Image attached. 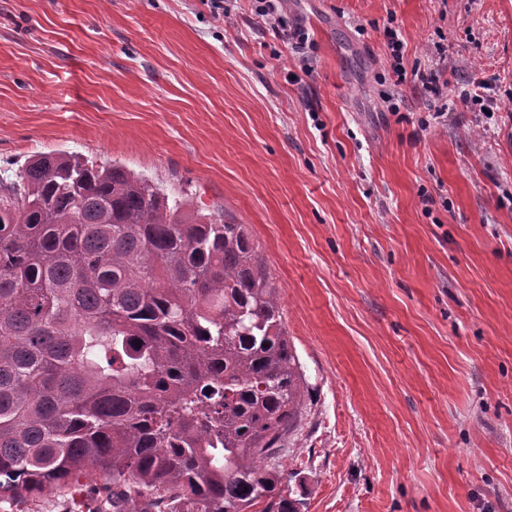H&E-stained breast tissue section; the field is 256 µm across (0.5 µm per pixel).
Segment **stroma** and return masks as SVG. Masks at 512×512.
Here are the masks:
<instances>
[{"instance_id": "35a3bbf8", "label": "stroma", "mask_w": 512, "mask_h": 512, "mask_svg": "<svg viewBox=\"0 0 512 512\" xmlns=\"http://www.w3.org/2000/svg\"><path fill=\"white\" fill-rule=\"evenodd\" d=\"M233 3L0 0V178L76 152L249 225L309 386L299 512H512V0H288L300 52ZM384 34L387 39L388 48L391 50V57L393 59V70L397 75V84H401L406 80V69L403 64V48L404 44L398 37V32L391 26L384 29Z\"/></svg>"}]
</instances>
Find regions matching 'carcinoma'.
I'll list each match as a JSON object with an SVG mask.
<instances>
[{
  "instance_id": "cac0c4a2",
  "label": "carcinoma",
  "mask_w": 512,
  "mask_h": 512,
  "mask_svg": "<svg viewBox=\"0 0 512 512\" xmlns=\"http://www.w3.org/2000/svg\"><path fill=\"white\" fill-rule=\"evenodd\" d=\"M307 390L247 225L78 153L0 187V503L98 478L86 512H297Z\"/></svg>"
}]
</instances>
